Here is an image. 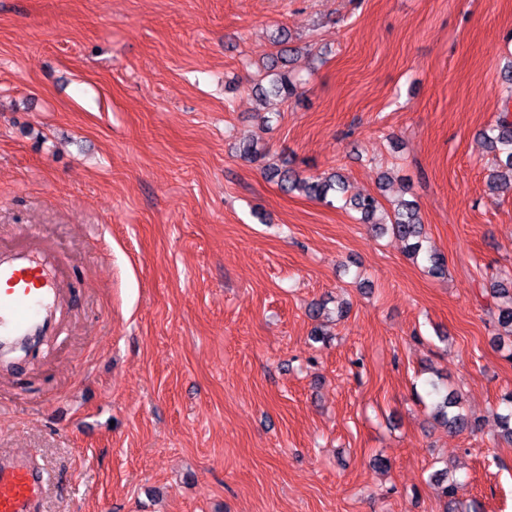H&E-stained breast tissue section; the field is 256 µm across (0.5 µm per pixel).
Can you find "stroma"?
Returning <instances> with one entry per match:
<instances>
[{"label": "stroma", "mask_w": 512, "mask_h": 512, "mask_svg": "<svg viewBox=\"0 0 512 512\" xmlns=\"http://www.w3.org/2000/svg\"><path fill=\"white\" fill-rule=\"evenodd\" d=\"M284 31L298 90L263 101ZM511 60L512 0H0V243L41 225L71 270L55 335L0 365L41 512H445L443 468L512 512L485 314L512 192L482 139ZM284 162L416 201L446 275L281 191ZM435 384L477 432L433 420Z\"/></svg>", "instance_id": "1"}]
</instances>
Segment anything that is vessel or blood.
Segmentation results:
<instances>
[{"label": "vessel or blood", "instance_id": "b4317fda", "mask_svg": "<svg viewBox=\"0 0 512 512\" xmlns=\"http://www.w3.org/2000/svg\"><path fill=\"white\" fill-rule=\"evenodd\" d=\"M64 281L38 225L22 228L16 244L0 246V352L51 332L66 299ZM47 482L27 449L0 453V512H40Z\"/></svg>", "mask_w": 512, "mask_h": 512}]
</instances>
